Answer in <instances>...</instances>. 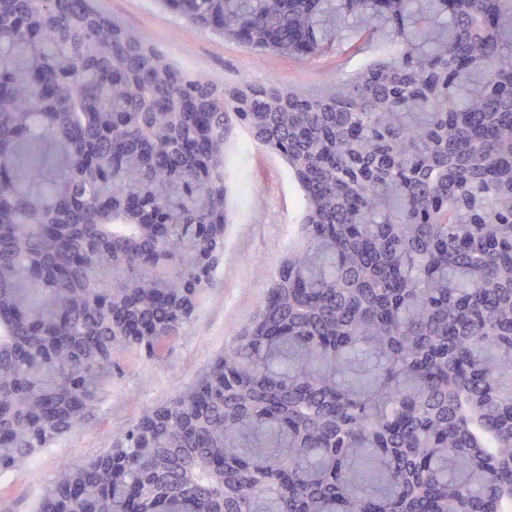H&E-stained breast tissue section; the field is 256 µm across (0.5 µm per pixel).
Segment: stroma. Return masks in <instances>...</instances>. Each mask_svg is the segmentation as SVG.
I'll return each instance as SVG.
<instances>
[{
	"label": "stroma",
	"mask_w": 512,
	"mask_h": 512,
	"mask_svg": "<svg viewBox=\"0 0 512 512\" xmlns=\"http://www.w3.org/2000/svg\"><path fill=\"white\" fill-rule=\"evenodd\" d=\"M95 7L139 33L184 71L226 89L272 82L316 96L348 78L364 60L351 49L307 60L254 52L194 25L161 0H95ZM244 138L238 131L227 143L224 183L230 221L224 228V253L214 284L203 293L183 336L157 365L134 355L116 358L112 385L95 415L54 447L38 452L35 462L10 473L0 485V512H33L43 482L61 464L81 465L106 452L146 407L173 398L232 346L258 313L281 260L299 237L302 202L297 185L283 179L288 172L283 160L255 145L242 150Z\"/></svg>",
	"instance_id": "obj_1"
}]
</instances>
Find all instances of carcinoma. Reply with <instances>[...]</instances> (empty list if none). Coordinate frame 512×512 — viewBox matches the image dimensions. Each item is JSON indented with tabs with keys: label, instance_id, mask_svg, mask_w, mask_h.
<instances>
[{
	"label": "carcinoma",
	"instance_id": "cac0c4a2",
	"mask_svg": "<svg viewBox=\"0 0 512 512\" xmlns=\"http://www.w3.org/2000/svg\"><path fill=\"white\" fill-rule=\"evenodd\" d=\"M165 2L372 59L228 93L91 0H0V473L183 335L237 126L286 163L300 240L236 343L37 512H512V0Z\"/></svg>",
	"mask_w": 512,
	"mask_h": 512
}]
</instances>
